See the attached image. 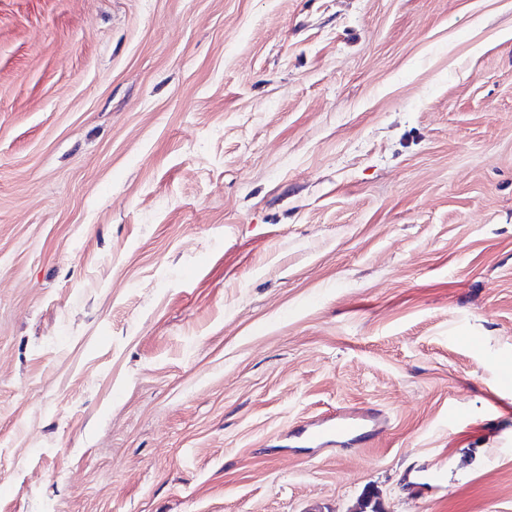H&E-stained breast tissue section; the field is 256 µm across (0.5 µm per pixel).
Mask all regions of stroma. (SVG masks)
Listing matches in <instances>:
<instances>
[{"mask_svg":"<svg viewBox=\"0 0 512 512\" xmlns=\"http://www.w3.org/2000/svg\"><path fill=\"white\" fill-rule=\"evenodd\" d=\"M367 501L512 512V0H0V512ZM378 413L366 409L356 413H342L336 417V424L324 429H306L304 432L311 442L324 443L328 436H335L336 443L357 442L368 433L377 432Z\"/></svg>","mask_w":512,"mask_h":512,"instance_id":"stroma-1","label":"stroma"}]
</instances>
